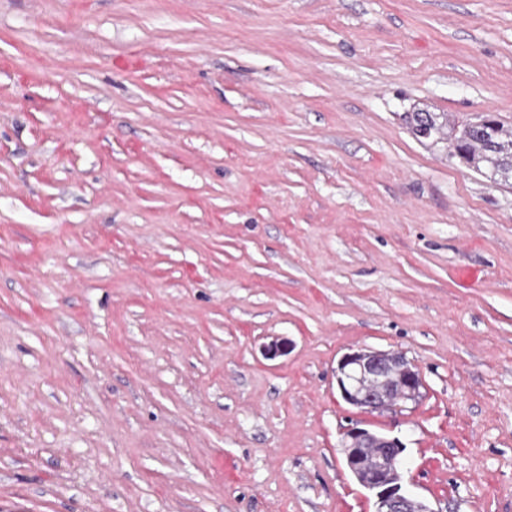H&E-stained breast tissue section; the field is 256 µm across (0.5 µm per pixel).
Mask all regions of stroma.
I'll list each match as a JSON object with an SVG mask.
<instances>
[{"label": "stroma", "instance_id": "obj_1", "mask_svg": "<svg viewBox=\"0 0 512 512\" xmlns=\"http://www.w3.org/2000/svg\"><path fill=\"white\" fill-rule=\"evenodd\" d=\"M512 0H0V512H512ZM402 351L400 411L344 353ZM491 118V119H490ZM461 130L451 126L444 112H408L404 120L410 132L423 140H451L456 154L475 171L486 175L497 184L512 185V127L490 117ZM424 126L430 128L426 138L420 135ZM342 399L361 410L401 409L422 397V378L406 355L359 349L342 356L336 370ZM342 448L347 468L373 495V512H436L404 490L400 462L404 448L399 440L355 427L344 433Z\"/></svg>", "mask_w": 512, "mask_h": 512}]
</instances>
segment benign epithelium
Listing matches in <instances>:
<instances>
[{
  "label": "benign epithelium",
  "instance_id": "obj_1",
  "mask_svg": "<svg viewBox=\"0 0 512 512\" xmlns=\"http://www.w3.org/2000/svg\"><path fill=\"white\" fill-rule=\"evenodd\" d=\"M342 399L361 410L401 409L422 397V378L406 355L394 350L359 349L342 356L336 370ZM342 448L347 468L373 495V512H435L402 485V444L380 432L350 428Z\"/></svg>",
  "mask_w": 512,
  "mask_h": 512
}]
</instances>
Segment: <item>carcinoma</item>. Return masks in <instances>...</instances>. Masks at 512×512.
<instances>
[{
	"instance_id": "carcinoma-1",
	"label": "carcinoma",
	"mask_w": 512,
	"mask_h": 512,
	"mask_svg": "<svg viewBox=\"0 0 512 512\" xmlns=\"http://www.w3.org/2000/svg\"><path fill=\"white\" fill-rule=\"evenodd\" d=\"M404 120L417 139H422L420 129L427 126L429 138L453 141L456 154L469 167L497 184L512 185V127L491 118L458 130L446 112H407Z\"/></svg>"
}]
</instances>
